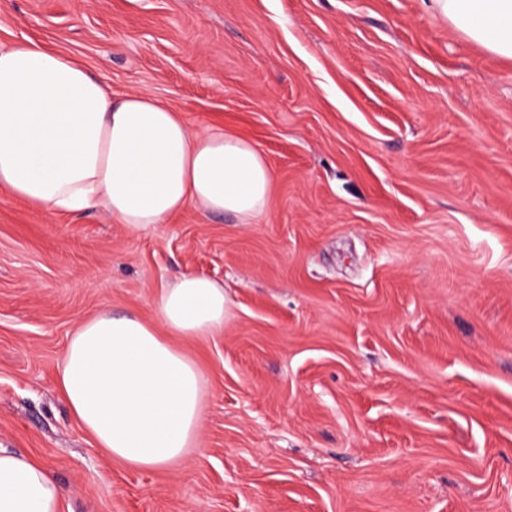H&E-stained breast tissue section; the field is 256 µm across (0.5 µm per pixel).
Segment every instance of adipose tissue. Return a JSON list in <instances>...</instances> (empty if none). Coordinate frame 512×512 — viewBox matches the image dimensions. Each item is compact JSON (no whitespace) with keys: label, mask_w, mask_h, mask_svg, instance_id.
<instances>
[{"label":"adipose tissue","mask_w":512,"mask_h":512,"mask_svg":"<svg viewBox=\"0 0 512 512\" xmlns=\"http://www.w3.org/2000/svg\"><path fill=\"white\" fill-rule=\"evenodd\" d=\"M443 23L512 60V0H423ZM274 174L247 140L192 131L146 91L121 96L77 59L35 45L0 49V187L50 213L103 211L140 232L195 206L248 224L268 208ZM154 321L102 312L80 321L58 386L69 411L114 460L169 469L195 451L206 378L178 339L223 332L224 287L185 272L157 288ZM65 491L36 460L0 448V512H63Z\"/></svg>","instance_id":"ef3b65f1"}]
</instances>
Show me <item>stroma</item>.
<instances>
[{"label":"stroma","mask_w":512,"mask_h":512,"mask_svg":"<svg viewBox=\"0 0 512 512\" xmlns=\"http://www.w3.org/2000/svg\"><path fill=\"white\" fill-rule=\"evenodd\" d=\"M80 60L274 171L255 223L188 208L132 233L0 189V448L64 512H512V60L421 0H0V49ZM193 271L222 334L178 468L109 458L57 371L74 326L154 317Z\"/></svg>","instance_id":"obj_1"}]
</instances>
